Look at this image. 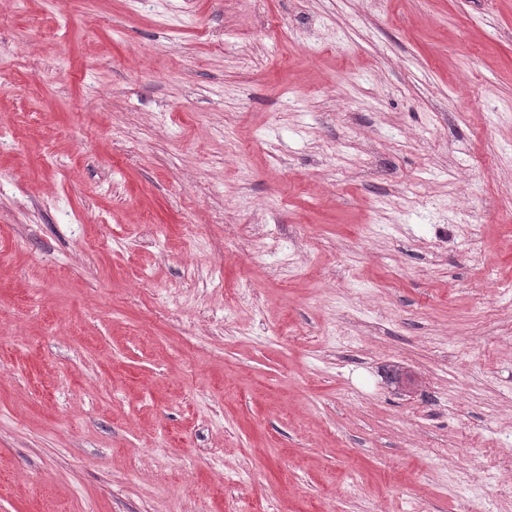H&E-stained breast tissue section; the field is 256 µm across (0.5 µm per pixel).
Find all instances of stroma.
I'll use <instances>...</instances> for the list:
<instances>
[{
	"mask_svg": "<svg viewBox=\"0 0 512 512\" xmlns=\"http://www.w3.org/2000/svg\"><path fill=\"white\" fill-rule=\"evenodd\" d=\"M0 512H512V0H6Z\"/></svg>",
	"mask_w": 512,
	"mask_h": 512,
	"instance_id": "obj_1",
	"label": "stroma"
}]
</instances>
